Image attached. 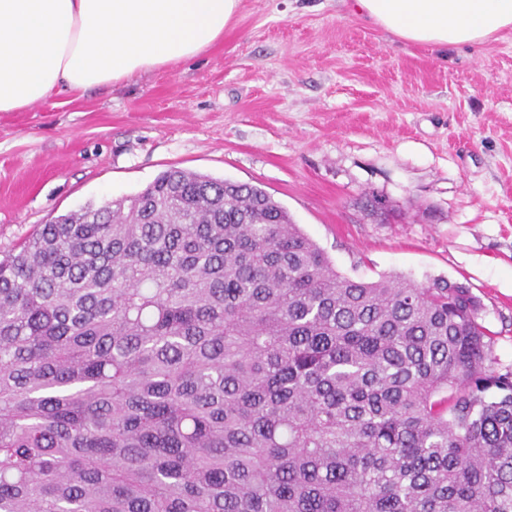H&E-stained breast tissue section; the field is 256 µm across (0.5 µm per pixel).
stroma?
I'll list each match as a JSON object with an SVG mask.
<instances>
[{"mask_svg":"<svg viewBox=\"0 0 512 512\" xmlns=\"http://www.w3.org/2000/svg\"><path fill=\"white\" fill-rule=\"evenodd\" d=\"M171 168L263 188L351 279L465 283L512 368V31L438 51L349 0H241L192 61L0 112V256Z\"/></svg>","mask_w":512,"mask_h":512,"instance_id":"1","label":"stroma"}]
</instances>
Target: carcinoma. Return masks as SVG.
Returning <instances> with one entry per match:
<instances>
[{"label": "carcinoma", "instance_id": "cac0c4a2", "mask_svg": "<svg viewBox=\"0 0 512 512\" xmlns=\"http://www.w3.org/2000/svg\"><path fill=\"white\" fill-rule=\"evenodd\" d=\"M0 512H512V369L466 285L171 168L0 258Z\"/></svg>", "mask_w": 512, "mask_h": 512}]
</instances>
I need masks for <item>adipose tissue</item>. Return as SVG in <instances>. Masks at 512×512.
Segmentation results:
<instances>
[{"label": "adipose tissue", "mask_w": 512, "mask_h": 512, "mask_svg": "<svg viewBox=\"0 0 512 512\" xmlns=\"http://www.w3.org/2000/svg\"><path fill=\"white\" fill-rule=\"evenodd\" d=\"M240 0H0V112H21L191 61ZM411 46H478L512 30V0H354Z\"/></svg>", "instance_id": "ef3b65f1"}]
</instances>
